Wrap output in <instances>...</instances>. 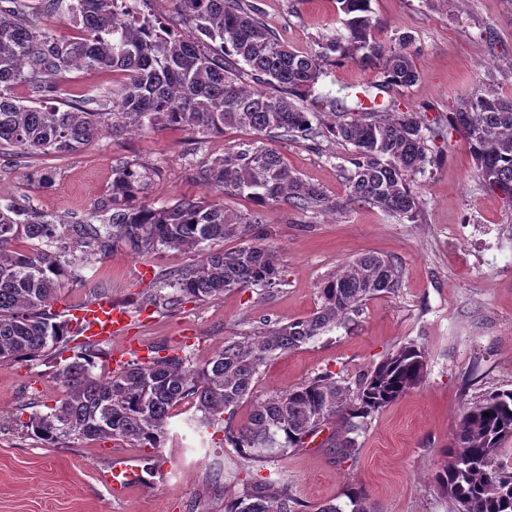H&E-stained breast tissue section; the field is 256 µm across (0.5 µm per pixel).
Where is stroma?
<instances>
[{
	"label": "stroma",
	"mask_w": 512,
	"mask_h": 512,
	"mask_svg": "<svg viewBox=\"0 0 512 512\" xmlns=\"http://www.w3.org/2000/svg\"><path fill=\"white\" fill-rule=\"evenodd\" d=\"M289 48L313 49L318 38L340 30L336 0H246ZM383 27L380 39L396 44L408 35L417 51L418 81L383 87L377 69L346 62L329 67L315 94L361 92L402 111L418 112L435 130L428 163L411 182L420 205L415 219L352 204L337 220L299 211L287 203L264 208L256 225L278 255L284 284L274 293L236 289L216 301H184L167 308L154 301L166 276L199 260L194 250L160 249L134 256L123 248L87 270L86 284L62 288L52 305L67 316L105 293L127 307L129 333L146 357L181 355L203 363L225 339L246 340L266 324L309 316L320 303L323 281L347 260L372 252L399 267L397 290L367 301L346 326L270 359L234 420L273 394L330 372L356 386L397 348L415 344L426 356L422 383L403 399L365 420L355 437L356 459L339 461L322 444L289 451L260 474L287 477L294 498L308 506L345 503L362 492L369 512H451L445 495L427 476L444 462L463 410L482 395L512 390V205L475 175L464 136L449 130L459 100L487 88L512 96V0H372ZM111 70L67 73L56 95L111 91ZM316 137L273 139L288 167L337 199L348 194L352 145L329 131L335 118L319 112ZM252 133L225 129L209 134L169 128L142 134L104 132L76 153L0 155V198H22L39 212L66 219L88 217L112 183V167L129 160L152 168L148 199L155 205L180 197H210L199 172L224 155L259 146ZM37 169L53 181L34 182ZM63 394L52 366L18 361L0 366V512H224L232 477L212 479L233 466V448L201 437L181 411L171 438L151 472L114 496L109 478L119 466H141L142 449L120 441L78 440L47 447L24 427L29 399L48 413Z\"/></svg>",
	"instance_id": "obj_1"
}]
</instances>
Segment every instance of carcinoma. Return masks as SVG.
<instances>
[{"instance_id": "cac0c4a2", "label": "carcinoma", "mask_w": 512, "mask_h": 512, "mask_svg": "<svg viewBox=\"0 0 512 512\" xmlns=\"http://www.w3.org/2000/svg\"><path fill=\"white\" fill-rule=\"evenodd\" d=\"M174 2L187 34L141 18L127 0H38L43 12L60 16L81 33L65 40L30 20V0H0V154L74 153L105 129L120 133L134 126L312 137L315 111L296 101L327 74L332 56L377 68L387 87L407 88L419 78L410 36L389 48L378 39L382 23L372 0H336L343 31L323 37L308 51L282 44L243 0ZM204 37L219 43L220 54L202 53ZM233 56L249 68L254 84L240 81L227 62ZM102 68L118 76L112 94L78 93L63 108L52 103L66 73ZM18 84L28 87L37 105L19 103L13 94ZM354 110L351 120L331 126L334 136L353 146L344 201L288 169L275 150L260 147L227 155L201 172L218 195L251 202L254 210L246 213L206 198L157 207L142 197L153 171L129 161L112 168L111 188L94 206L93 222L74 216L61 224L17 199L0 203V365L56 359L70 334L69 322L57 321L51 312L57 292L85 283L84 271L115 247L138 257L161 248L202 251V259L169 274L175 292L159 301L208 303L235 288L270 290L284 284L275 251L251 235L262 208L286 202L302 212L333 215L363 202L414 219L419 202L410 182L427 161L420 116L359 100ZM448 126L463 132L484 186L512 205V97L492 89L475 92L448 114ZM245 237L247 244L220 247ZM20 241L27 248H16ZM398 282L391 259L359 256L324 283L321 304L310 316L270 325L250 342L227 339L224 349L193 369L179 355L159 356L129 362L100 380L92 373L99 351L82 345L56 370L64 388L58 404L49 413H31L26 427L48 447L110 438L157 450L164 446L176 408L188 402L194 407L189 425L202 432L221 429L224 443L239 458V472L303 447L307 436L336 422L344 430H333L327 448L351 459L359 453L352 433L360 422L422 382L426 363L419 347L398 348L363 376L355 392L324 373L260 403L238 427L232 425L233 416L267 359L345 324L349 313L374 296L394 292ZM511 438L512 390L490 393L465 409L446 450L449 460L433 477L453 512H512V472L495 462L502 443ZM347 499L344 506L328 502L316 512H369L359 492H348ZM224 512L303 510L288 481L262 478L241 480L224 500Z\"/></svg>"}]
</instances>
